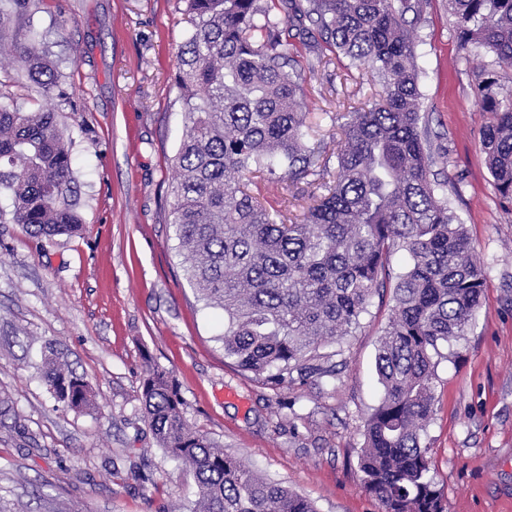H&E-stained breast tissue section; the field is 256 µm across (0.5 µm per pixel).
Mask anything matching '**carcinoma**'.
I'll use <instances>...</instances> for the list:
<instances>
[{
	"instance_id": "carcinoma-1",
	"label": "carcinoma",
	"mask_w": 512,
	"mask_h": 512,
	"mask_svg": "<svg viewBox=\"0 0 512 512\" xmlns=\"http://www.w3.org/2000/svg\"><path fill=\"white\" fill-rule=\"evenodd\" d=\"M34 2L0 6V65L10 56L18 75L47 95L58 71L35 39H18ZM426 2L185 0L190 29L176 71L185 131L171 223L197 299L224 312L218 340L236 370L274 390L337 379L335 357L373 296L391 291L376 356L382 396L364 419L359 453L364 488L381 512H448L422 436L442 349L464 339L485 283L421 130L415 45ZM448 10L463 48L512 66V0H448ZM296 35L321 39L379 86L371 106L326 113L332 142L304 110V74L288 55ZM478 89L488 169L512 203V98L493 76ZM72 174L57 113L0 102V191L13 199L10 223L39 240L77 233ZM259 181L302 182L312 204L292 219L288 206L268 207L253 192ZM398 252L408 262L396 271ZM40 374L66 407H95L89 384L56 360ZM142 403L159 446L194 475L191 512H317L190 425L157 366Z\"/></svg>"
}]
</instances>
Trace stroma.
I'll return each instance as SVG.
<instances>
[{
  "instance_id": "1",
  "label": "stroma",
  "mask_w": 512,
  "mask_h": 512,
  "mask_svg": "<svg viewBox=\"0 0 512 512\" xmlns=\"http://www.w3.org/2000/svg\"><path fill=\"white\" fill-rule=\"evenodd\" d=\"M182 0H36L32 27L61 74L43 97L0 70V94L57 112L73 161L77 234L40 241L0 224V512H157L191 507L192 473L143 417L151 365L175 381L188 422L317 512H381L362 483L363 421L380 396L375 361L391 302L374 297L342 355L335 391L314 380L274 392L237 372L216 335L222 311L199 303L170 212L184 130L174 83L187 25ZM416 62L427 139L448 201L486 284L475 322L436 370L423 437L448 512H512V204L485 162L476 75L512 68L460 46L448 0H429ZM309 111L371 104L370 75L318 63L301 40ZM57 354L89 382L93 410L59 402L42 380Z\"/></svg>"
}]
</instances>
